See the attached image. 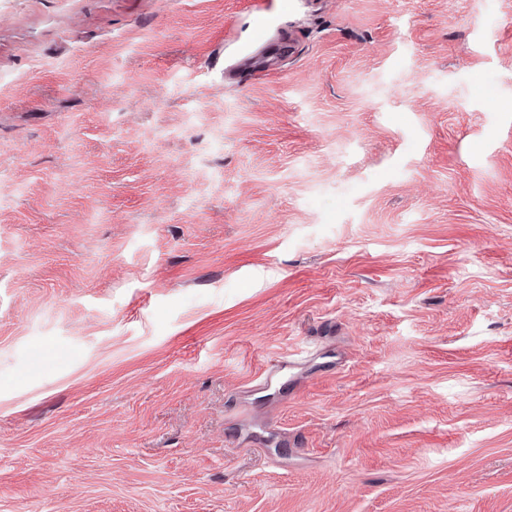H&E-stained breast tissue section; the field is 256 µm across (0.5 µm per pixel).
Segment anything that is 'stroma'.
Returning <instances> with one entry per match:
<instances>
[{"label": "stroma", "instance_id": "stroma-1", "mask_svg": "<svg viewBox=\"0 0 512 512\" xmlns=\"http://www.w3.org/2000/svg\"><path fill=\"white\" fill-rule=\"evenodd\" d=\"M0 0V512H512V0Z\"/></svg>", "mask_w": 512, "mask_h": 512}]
</instances>
